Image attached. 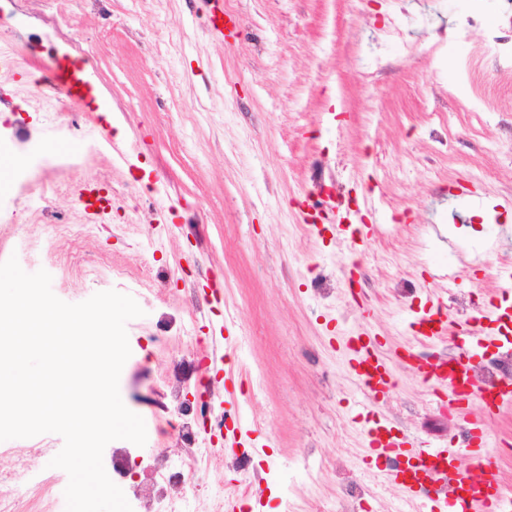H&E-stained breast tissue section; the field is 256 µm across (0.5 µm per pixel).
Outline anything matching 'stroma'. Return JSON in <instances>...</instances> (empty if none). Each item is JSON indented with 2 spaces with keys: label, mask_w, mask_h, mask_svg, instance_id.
Here are the masks:
<instances>
[{
  "label": "stroma",
  "mask_w": 512,
  "mask_h": 512,
  "mask_svg": "<svg viewBox=\"0 0 512 512\" xmlns=\"http://www.w3.org/2000/svg\"><path fill=\"white\" fill-rule=\"evenodd\" d=\"M84 20L61 28L99 74V103L68 122L36 109V79L56 65L30 32L51 20L46 0H0V33L17 61L0 87V139L25 167L0 155V262L46 270L68 303L116 290L144 314L126 324L131 355L119 380L132 412L157 420L140 465L177 456L183 417L151 404L176 383L184 398L212 401L244 434L240 449L215 443L191 474L202 489L243 480L226 463L248 453L262 480L252 512H277L295 494L338 512L346 472L368 484L378 512L403 493L374 479L361 457L362 423L385 420L426 447H457L458 424L397 353L429 311L456 319L472 290L512 309L496 290L497 253H512V64L495 63L484 28L512 39L507 0H234L232 35L206 24L205 0H76ZM111 139L83 155L80 178L106 177L134 199L91 237L73 189L43 199L31 170L45 147ZM356 199L335 225L300 229L321 185ZM480 189L482 199L467 196ZM462 222H454L453 212ZM368 225L366 239L346 227ZM335 281L328 298L311 281ZM379 336L396 379L369 399L331 347V334ZM199 344L187 355L188 336ZM261 370L265 392L247 398ZM337 462L316 486L307 452Z\"/></svg>",
  "instance_id": "obj_1"
}]
</instances>
